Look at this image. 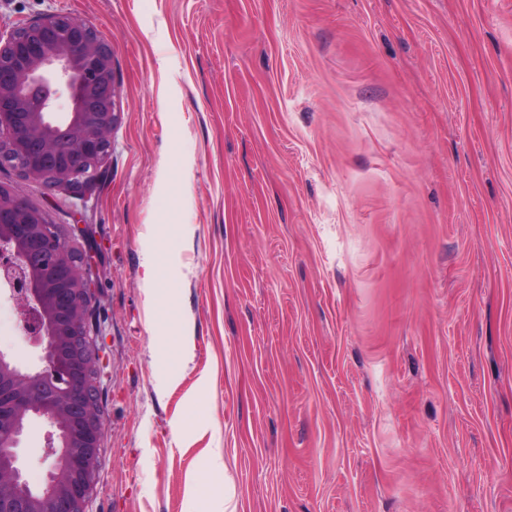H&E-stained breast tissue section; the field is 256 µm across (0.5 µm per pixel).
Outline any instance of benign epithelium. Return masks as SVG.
<instances>
[{
  "label": "benign epithelium",
  "mask_w": 512,
  "mask_h": 512,
  "mask_svg": "<svg viewBox=\"0 0 512 512\" xmlns=\"http://www.w3.org/2000/svg\"><path fill=\"white\" fill-rule=\"evenodd\" d=\"M117 97L112 42L92 25L61 14L19 23L0 35V168L62 194L66 206L86 202L112 148ZM96 265L74 258L57 225L0 185V278L24 332L44 346L38 370L0 348V512H86L104 430L83 387L88 371L104 370ZM34 418L49 426L38 488L19 455Z\"/></svg>",
  "instance_id": "obj_1"
}]
</instances>
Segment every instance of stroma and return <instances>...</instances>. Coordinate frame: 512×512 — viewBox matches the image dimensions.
<instances>
[{
	"label": "stroma",
	"instance_id": "1",
	"mask_svg": "<svg viewBox=\"0 0 512 512\" xmlns=\"http://www.w3.org/2000/svg\"><path fill=\"white\" fill-rule=\"evenodd\" d=\"M45 14L118 86L72 243L108 353L87 512H512V0H0V33ZM0 347L39 363L6 293Z\"/></svg>",
	"mask_w": 512,
	"mask_h": 512
}]
</instances>
